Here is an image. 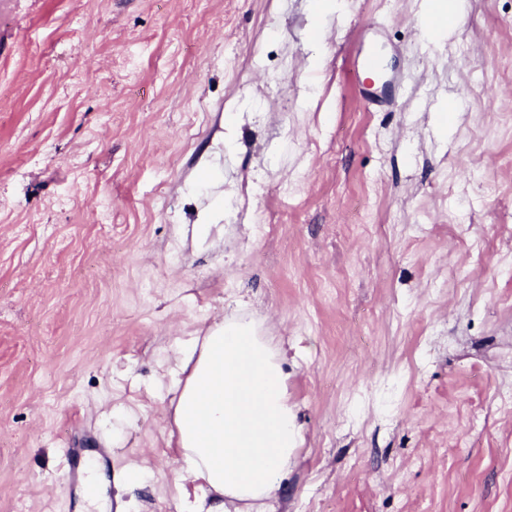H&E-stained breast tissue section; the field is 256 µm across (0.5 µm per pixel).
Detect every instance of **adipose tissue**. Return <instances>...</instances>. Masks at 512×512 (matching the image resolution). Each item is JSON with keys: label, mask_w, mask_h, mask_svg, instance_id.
Segmentation results:
<instances>
[{"label": "adipose tissue", "mask_w": 512, "mask_h": 512, "mask_svg": "<svg viewBox=\"0 0 512 512\" xmlns=\"http://www.w3.org/2000/svg\"><path fill=\"white\" fill-rule=\"evenodd\" d=\"M285 354L253 322L227 318L181 350L171 434L180 512H277L301 439Z\"/></svg>", "instance_id": "1"}]
</instances>
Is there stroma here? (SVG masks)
Instances as JSON below:
<instances>
[{
	"instance_id": "1",
	"label": "stroma",
	"mask_w": 512,
	"mask_h": 512,
	"mask_svg": "<svg viewBox=\"0 0 512 512\" xmlns=\"http://www.w3.org/2000/svg\"><path fill=\"white\" fill-rule=\"evenodd\" d=\"M315 2L0 0V512L130 461L179 512L166 371L231 316L288 346L279 512H512V0Z\"/></svg>"
}]
</instances>
